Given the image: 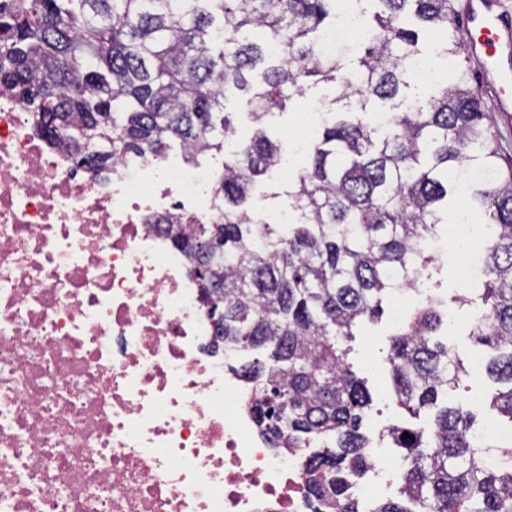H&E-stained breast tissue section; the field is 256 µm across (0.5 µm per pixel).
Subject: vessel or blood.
Returning a JSON list of instances; mask_svg holds the SVG:
<instances>
[{"label":"vessel or blood","instance_id":"obj_1","mask_svg":"<svg viewBox=\"0 0 512 512\" xmlns=\"http://www.w3.org/2000/svg\"><path fill=\"white\" fill-rule=\"evenodd\" d=\"M462 35L481 87L504 128L512 127V9L505 0H460Z\"/></svg>","mask_w":512,"mask_h":512}]
</instances>
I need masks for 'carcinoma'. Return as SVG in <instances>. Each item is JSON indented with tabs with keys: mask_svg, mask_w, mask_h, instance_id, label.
Listing matches in <instances>:
<instances>
[{
	"mask_svg": "<svg viewBox=\"0 0 512 512\" xmlns=\"http://www.w3.org/2000/svg\"><path fill=\"white\" fill-rule=\"evenodd\" d=\"M360 11L367 36L347 58L322 51L344 0H0V88L22 98L49 144L99 175L123 157L162 158L173 142L188 161L224 153L214 194L222 224H178L190 274L207 311L224 310L214 347L238 353L235 373L252 386L249 408L274 447L330 439L303 462L308 492L325 512H358L350 478L365 466L361 433L371 395L349 362L348 342L378 322L393 299L394 273L433 256L418 242L448 219V196L465 191L489 229L486 281L475 289L483 316L470 335L488 348L486 371L502 385L490 406L512 423V172L491 118L471 89L449 0H377ZM445 35L438 55L453 65L439 94L382 128L370 103L409 87V61L425 30ZM332 82V121L308 143L288 183L293 224L248 217L257 185L281 160L265 118L309 84ZM246 100L250 137L224 146V102ZM468 171L463 185L448 171ZM439 300L397 326L387 356L396 404L419 428L394 427L405 450L401 501L376 512H512V448L489 467L468 443L474 413L459 393L468 371L448 343Z\"/></svg>",
	"mask_w": 512,
	"mask_h": 512,
	"instance_id": "1",
	"label": "carcinoma"
}]
</instances>
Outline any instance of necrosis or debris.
Wrapping results in <instances>:
<instances>
[{
  "label": "necrosis or debris",
  "instance_id": "necrosis-or-debris-1",
  "mask_svg": "<svg viewBox=\"0 0 512 512\" xmlns=\"http://www.w3.org/2000/svg\"><path fill=\"white\" fill-rule=\"evenodd\" d=\"M183 155L94 175L0 90V512H315L271 447L171 224H220ZM383 440L352 491L400 492Z\"/></svg>",
  "mask_w": 512,
  "mask_h": 512
}]
</instances>
